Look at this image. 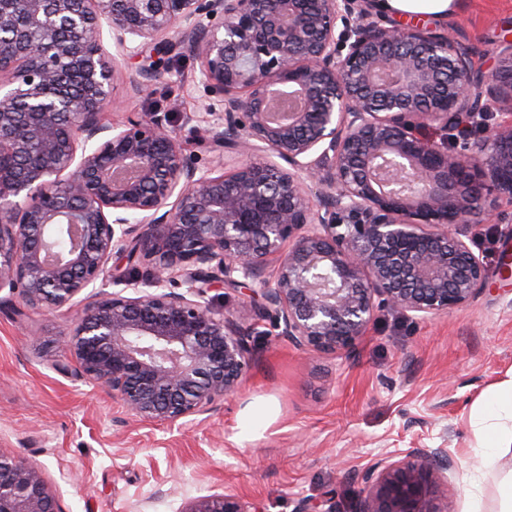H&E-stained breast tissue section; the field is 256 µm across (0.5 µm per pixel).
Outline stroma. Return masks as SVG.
<instances>
[{
    "label": "stroma",
    "instance_id": "obj_1",
    "mask_svg": "<svg viewBox=\"0 0 512 512\" xmlns=\"http://www.w3.org/2000/svg\"><path fill=\"white\" fill-rule=\"evenodd\" d=\"M423 24L453 31L488 72L497 46L512 38V0H458L453 14ZM196 69L192 58L173 57L143 92L134 87L136 64L120 69L109 118L135 112L179 128L183 113L213 101ZM468 236L489 269L486 290L433 319L378 312L348 354L297 348L272 323H254L239 289H211L250 331L253 361L236 394L173 425L135 419L77 376L61 345L68 309L1 301L0 452L40 464L61 512H182L213 494L243 496L257 512H295L302 500L323 512L329 491L336 512H357L365 469L413 448H442L458 462L448 474L450 512H465L475 475L487 512H495L512 452L480 466L475 422L512 382V277L499 273L512 253V228L487 223ZM268 401L273 414L252 440H239V415Z\"/></svg>",
    "mask_w": 512,
    "mask_h": 512
}]
</instances>
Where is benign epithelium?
Returning <instances> with one entry per match:
<instances>
[{
	"label": "benign epithelium",
	"mask_w": 512,
	"mask_h": 512,
	"mask_svg": "<svg viewBox=\"0 0 512 512\" xmlns=\"http://www.w3.org/2000/svg\"><path fill=\"white\" fill-rule=\"evenodd\" d=\"M373 11L375 0H0V291L53 311L99 280L133 289L85 297L63 342L79 376L138 420L174 424L237 392L253 347L207 299L216 283L248 289L256 319L293 345L345 354L380 308L423 319L483 292L488 268L463 236L512 222V119L492 122L512 110V42L484 72L449 33L381 27ZM145 46L136 90L180 48L216 96L205 115L178 130L106 121L114 74ZM280 87L299 103L276 118ZM430 128L461 136L439 143ZM190 140L218 164L188 161ZM453 466L442 448L382 459L358 510L448 512ZM0 512H60L37 463L0 453ZM181 512L253 504L215 494Z\"/></svg>",
	"instance_id": "benign-epithelium-1"
}]
</instances>
